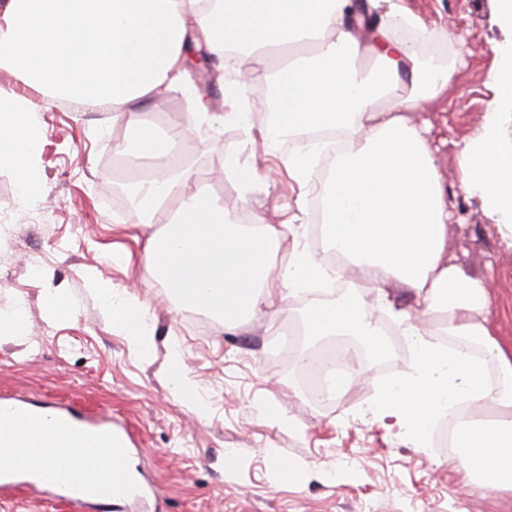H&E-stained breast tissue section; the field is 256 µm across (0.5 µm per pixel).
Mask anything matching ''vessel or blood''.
Masks as SVG:
<instances>
[{
    "mask_svg": "<svg viewBox=\"0 0 512 512\" xmlns=\"http://www.w3.org/2000/svg\"><path fill=\"white\" fill-rule=\"evenodd\" d=\"M49 414L55 421L70 429L73 438L71 466L58 471L47 466L37 468L18 462L0 468V495L47 496L79 507L81 512H102L107 503L99 497L94 484L97 472L88 459L90 446L105 445L119 454L129 453L131 438L124 428H113L111 412H96L85 416L73 415L64 407L40 408L21 398L0 401V420H35Z\"/></svg>",
    "mask_w": 512,
    "mask_h": 512,
    "instance_id": "obj_1",
    "label": "vessel or blood"
}]
</instances>
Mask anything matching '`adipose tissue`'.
<instances>
[{
  "instance_id": "1",
  "label": "adipose tissue",
  "mask_w": 512,
  "mask_h": 512,
  "mask_svg": "<svg viewBox=\"0 0 512 512\" xmlns=\"http://www.w3.org/2000/svg\"><path fill=\"white\" fill-rule=\"evenodd\" d=\"M366 4L377 19L378 64L370 70L360 63L356 0H221L211 9L203 0H0V66L13 68L38 94L88 109L108 107L113 120L134 130L137 158L167 160L158 179L136 190L147 218L170 197L181 201L165 230L147 238L145 268L181 302L211 310L233 329L308 283L345 272L301 247L294 224L260 217L250 225L233 222L223 201L197 186L191 169L169 162L172 143L189 138L204 113L162 136L130 108L184 77L192 46L205 43L215 56L237 51V67L224 75L230 106L225 123L249 124L246 85L266 82L273 121L263 138L301 139L284 163L289 177L306 183L319 158L329 160L322 193L328 245L361 266L374 288L396 279L417 302L395 312L415 349V367L388 384L369 413L424 448L432 424L456 402L487 405L491 419L462 424L454 435L466 460L463 484L512 491V347L489 327L494 273H473L449 258L446 188L427 130L412 119L457 81L455 65L437 66L421 56V43L447 41L448 31L428 26L404 0ZM268 55L277 56L275 65L254 67V60ZM496 55L487 75L492 97L484 122L475 136L456 144L459 188L480 198L512 247V44ZM402 83L405 95L391 109H380V99ZM40 137L30 101L0 89V165L12 170L28 204L40 197ZM288 237L294 244L280 267L273 255ZM95 290L110 326L150 352L145 307L111 284L96 282ZM372 314L371 304L351 295L309 300L302 321L311 340L349 335L377 351ZM443 335L479 344L482 357L444 347ZM488 361L497 367L494 392L482 377ZM24 432L30 441L21 452L24 460L66 465L65 447L50 457L41 453L43 439L63 438L58 425L43 422Z\"/></svg>"
}]
</instances>
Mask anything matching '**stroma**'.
Segmentation results:
<instances>
[{
    "label": "stroma",
    "instance_id": "obj_1",
    "mask_svg": "<svg viewBox=\"0 0 512 512\" xmlns=\"http://www.w3.org/2000/svg\"><path fill=\"white\" fill-rule=\"evenodd\" d=\"M405 3L426 23L459 27L467 36L461 46L424 49L425 60L459 65L458 87L426 118L443 143L438 166L453 191L448 254L470 271L494 267L491 327L502 344L512 345V249L479 200L459 192L454 147L479 130L490 100L485 82L494 48L506 36L496 23L494 0ZM33 101L42 131L40 203L22 204L12 171L0 168V312L23 308L26 323L24 337L0 335V397L22 395L38 405L65 403L79 411L106 409L126 425L137 445L138 479L155 495L144 504H125L123 512H512L511 493L463 492L458 451L422 452L365 414L381 388L414 364L409 341L385 324V311L373 314L384 352L363 363L348 394L312 405L298 359L285 354L288 331L302 327L307 293L291 295L274 316L234 329L207 309L179 302L143 265V242L165 224V212H156L146 225L136 205L117 198V170L132 129L101 109L38 95ZM201 106L207 119L191 140L198 182L228 201L236 223H252L258 214L276 224L297 219L301 241L323 258L326 242L311 236L320 174L301 188L279 172L280 160L296 143H263L267 114L254 117L248 130L225 124L220 71L186 77L157 100L133 103L132 109L164 130ZM229 153L272 175L249 207L239 205L225 170ZM96 280L137 295L152 328L150 354L111 328L92 286ZM51 288L63 289L73 302L69 317L45 316L43 299ZM174 345L183 352L184 369L200 381L203 415L167 387ZM274 404L285 409L282 421L265 413ZM233 448L241 460L229 473L224 453ZM283 459L303 463L298 479L283 475ZM345 471L355 472L356 482L344 481Z\"/></svg>",
    "mask_w": 512,
    "mask_h": 512
}]
</instances>
